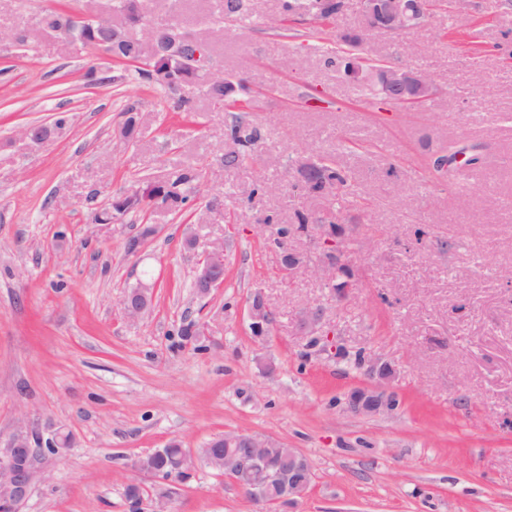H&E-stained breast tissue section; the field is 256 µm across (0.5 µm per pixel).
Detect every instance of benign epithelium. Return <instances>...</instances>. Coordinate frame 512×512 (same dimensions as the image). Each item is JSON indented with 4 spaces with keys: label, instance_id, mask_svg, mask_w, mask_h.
Wrapping results in <instances>:
<instances>
[{
    "label": "benign epithelium",
    "instance_id": "obj_1",
    "mask_svg": "<svg viewBox=\"0 0 512 512\" xmlns=\"http://www.w3.org/2000/svg\"><path fill=\"white\" fill-rule=\"evenodd\" d=\"M357 7L364 20L366 29L381 30L390 34H401L412 29L429 17L433 6L428 0H357ZM129 42L125 31H112V40L108 43L93 40L89 45L105 52L109 57L125 61L123 45ZM138 51L135 57L143 62H159L168 59H181L191 54L188 63L202 71L209 72V80L221 85L224 83V73L214 69L206 42L197 38L192 42L174 34V28L165 25H155L151 28L147 42L136 41ZM344 73L351 81L360 80L367 83L377 98L396 102L403 106L416 107L424 104L437 94V88L431 79L422 71L391 65H372L369 58L364 56H349L344 65ZM55 125L28 126L24 129L25 137L34 144H43L58 133ZM165 205L164 194L155 192L149 201H144L136 194H128L114 201L112 219L131 211H144ZM320 239L329 248L325 260L320 264L302 265L296 260V255L283 249L281 260L283 267L292 272L299 266L304 270L325 281L331 293L344 297L351 288V281L338 291L334 290L336 275L343 266L342 260L349 249V240L335 232L331 226H324L320 231ZM197 290L201 295H207L212 289L220 287L224 282V244L209 243L203 251V257L197 263ZM151 297L146 291H140L133 298L123 302L125 315L130 319H139L149 310ZM325 309L321 305L305 308L299 318V327L303 334L317 344L324 339L323 316ZM251 328L255 335L262 336L273 323V313L263 297L255 295L249 307ZM361 366L365 374L377 380L374 386H365L354 395L347 396L345 411L360 416H381L394 412L398 407L395 392L388 389L394 378L390 364L380 358L361 357ZM224 443L240 444L243 451L224 455H201L191 450L184 451L176 467L180 477L189 479L193 476L197 463L205 462L215 471L228 477L236 473L260 465L265 461L264 449L272 447V439L237 430L224 437ZM72 445L68 433L57 431L46 438L37 440L33 432L19 426L11 434L8 444L0 448V504L8 506L13 502L23 503L29 497L33 487L42 478L44 460L49 455H61ZM311 469L307 457L297 448L288 449V471H281L269 477L281 489V499L293 500L306 495L310 483L305 474Z\"/></svg>",
    "mask_w": 512,
    "mask_h": 512
}]
</instances>
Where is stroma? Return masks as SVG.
I'll return each instance as SVG.
<instances>
[{"mask_svg": "<svg viewBox=\"0 0 512 512\" xmlns=\"http://www.w3.org/2000/svg\"><path fill=\"white\" fill-rule=\"evenodd\" d=\"M63 2L86 17L112 11V0H0V441L21 420L74 440L20 512H127L135 477L146 506L166 512H257L206 464L185 484L131 468L171 442L196 449L236 430L310 460L308 493L279 512H512V10L455 0L470 31L438 12L398 36L369 33L376 59L437 86L412 111L326 64L328 50L353 51L355 0L334 24L285 32L269 26L282 0H251L238 21L223 0H144L136 38L176 25L249 87L243 129L261 139L254 160L228 166L231 115L203 83L184 89L192 112L173 111L134 66L46 28ZM61 111L65 127L32 146L24 128ZM458 136L485 144V158L451 180L431 161ZM321 159L348 184L304 193L299 169ZM185 168L201 178L181 211L94 222L105 201ZM335 210L352 273L337 302L304 270L284 275L270 244L296 212ZM191 237L224 244V285L203 298ZM143 280L151 307L128 319L122 304ZM258 293L273 312L260 338L249 319ZM313 303L326 307L330 349L299 328ZM191 320L205 352L175 346ZM339 345L395 367L396 412L344 411L367 380L337 359Z\"/></svg>", "mask_w": 512, "mask_h": 512, "instance_id": "obj_1", "label": "stroma"}]
</instances>
